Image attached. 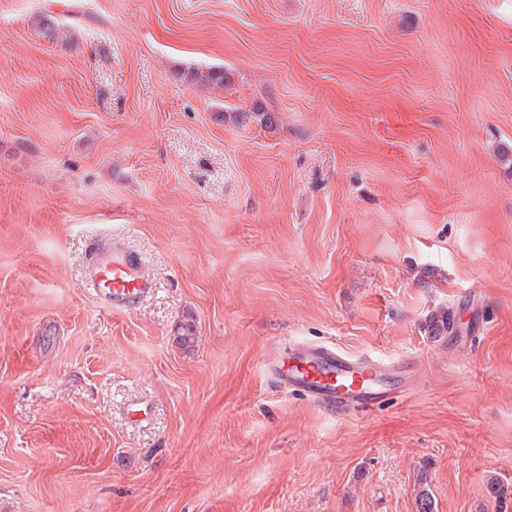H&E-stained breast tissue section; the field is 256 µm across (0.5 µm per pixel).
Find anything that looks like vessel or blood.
<instances>
[{
    "mask_svg": "<svg viewBox=\"0 0 512 512\" xmlns=\"http://www.w3.org/2000/svg\"><path fill=\"white\" fill-rule=\"evenodd\" d=\"M85 285L101 302L119 312L130 310L151 290L139 262L114 242L92 245ZM273 372L289 389L340 408L380 404L392 395L387 382L391 362L355 356L324 344L292 346L287 360L277 363Z\"/></svg>",
    "mask_w": 512,
    "mask_h": 512,
    "instance_id": "1",
    "label": "vessel or blood"
}]
</instances>
